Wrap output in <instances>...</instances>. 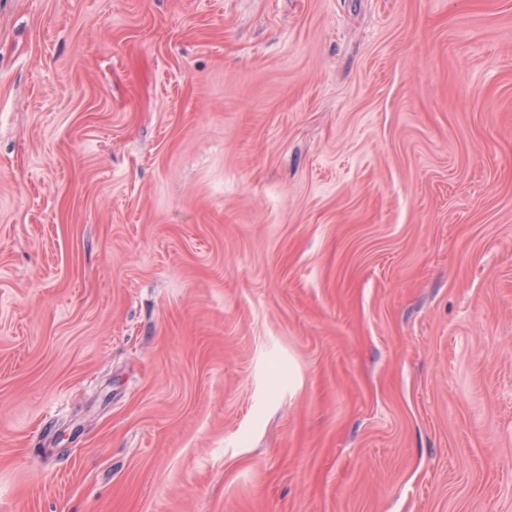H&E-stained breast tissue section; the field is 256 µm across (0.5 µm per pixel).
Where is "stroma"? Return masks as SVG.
Instances as JSON below:
<instances>
[{
  "label": "stroma",
  "instance_id": "1",
  "mask_svg": "<svg viewBox=\"0 0 512 512\" xmlns=\"http://www.w3.org/2000/svg\"><path fill=\"white\" fill-rule=\"evenodd\" d=\"M0 512H512V0H0Z\"/></svg>",
  "mask_w": 512,
  "mask_h": 512
}]
</instances>
